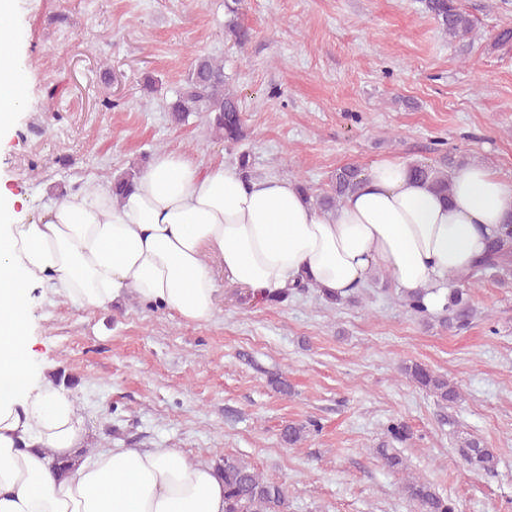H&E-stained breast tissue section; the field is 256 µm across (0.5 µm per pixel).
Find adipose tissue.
Wrapping results in <instances>:
<instances>
[{
	"label": "adipose tissue",
	"instance_id": "ef3b65f1",
	"mask_svg": "<svg viewBox=\"0 0 512 512\" xmlns=\"http://www.w3.org/2000/svg\"><path fill=\"white\" fill-rule=\"evenodd\" d=\"M11 0H0V126L27 97L15 67ZM440 199L408 162L384 159L335 213L307 203L274 172L156 153L122 197L91 183L19 221L0 187V512H224V482L175 448L81 456L75 398L33 362L27 326L35 287L88 308L133 292L186 323L210 321L218 278L274 294L297 279L347 298L374 273L438 311L512 213V181L471 163ZM76 458L59 477L56 458Z\"/></svg>",
	"mask_w": 512,
	"mask_h": 512
}]
</instances>
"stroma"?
<instances>
[{"label":"stroma","mask_w":512,"mask_h":512,"mask_svg":"<svg viewBox=\"0 0 512 512\" xmlns=\"http://www.w3.org/2000/svg\"><path fill=\"white\" fill-rule=\"evenodd\" d=\"M475 21L452 38L420 0H244L252 39L227 34L224 0H12L16 67L27 106L0 127V182L38 216L169 150L213 160L252 153L253 168L324 189L337 168L378 160L437 163L463 153L512 181V0H459ZM222 59L248 138L225 144L203 116L170 124L196 56ZM212 321L187 324L125 294L85 309L47 289L29 298L31 352L70 392L87 447L175 448L211 465L224 455L285 482L288 512H415L404 475L375 450L394 422L408 471L457 512H512V282L471 286L464 331L422 322L393 285L352 302L318 289L277 304L220 282ZM421 364L459 386L448 406L399 372ZM282 375L283 394L269 379ZM290 424L310 430L296 445ZM498 456L491 474L462 463L459 440Z\"/></svg>","instance_id":"35a3bbf8"}]
</instances>
